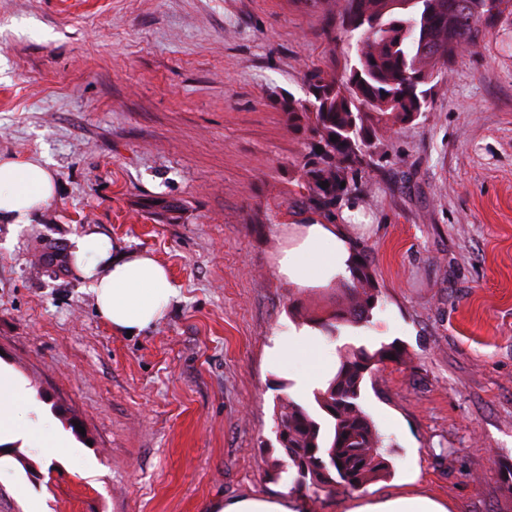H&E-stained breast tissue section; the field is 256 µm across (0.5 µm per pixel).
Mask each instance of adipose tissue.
I'll use <instances>...</instances> for the list:
<instances>
[{"instance_id":"adipose-tissue-1","label":"adipose tissue","mask_w":512,"mask_h":512,"mask_svg":"<svg viewBox=\"0 0 512 512\" xmlns=\"http://www.w3.org/2000/svg\"><path fill=\"white\" fill-rule=\"evenodd\" d=\"M54 176L40 158L0 161V217L23 223L52 197ZM68 253L81 279L93 292L102 319L114 333L142 332L157 323L177 290L167 267L146 252L127 251L105 234L88 231L72 236ZM354 249L343 224L310 222L298 243L278 259L277 273L299 288H327L349 281ZM272 370L287 369L289 396L304 399L324 389L336 372V354L321 331L309 324L276 334L265 350ZM300 497L241 496L216 504L213 512H302ZM339 512H447L425 495L397 494L386 498L354 497L339 502Z\"/></svg>"}]
</instances>
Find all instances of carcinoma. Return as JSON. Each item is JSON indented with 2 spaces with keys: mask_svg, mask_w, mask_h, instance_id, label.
<instances>
[{
  "mask_svg": "<svg viewBox=\"0 0 512 512\" xmlns=\"http://www.w3.org/2000/svg\"><path fill=\"white\" fill-rule=\"evenodd\" d=\"M323 5L330 26L355 40L354 62L342 79L319 67L307 70V98L282 97L277 106L288 132L307 141L294 195L330 214L359 190L356 175L373 162L384 136L427 110L424 86L461 48L492 34L512 0H323ZM341 292L336 311L304 319L330 339L343 327L372 319L381 290L367 250L355 251L352 278ZM406 361V352L394 345L349 349L340 355L327 388L314 393V402L279 398L274 424L287 440L281 444L284 457L271 464L273 477L285 476L291 489L317 494L364 488L391 475L394 448L385 446L361 398L366 379L379 366Z\"/></svg>",
  "mask_w": 512,
  "mask_h": 512,
  "instance_id": "carcinoma-1",
  "label": "carcinoma"
}]
</instances>
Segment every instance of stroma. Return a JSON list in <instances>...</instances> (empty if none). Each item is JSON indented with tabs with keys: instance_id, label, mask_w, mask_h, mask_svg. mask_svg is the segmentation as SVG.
Masks as SVG:
<instances>
[{
	"instance_id": "35a3bbf8",
	"label": "stroma",
	"mask_w": 512,
	"mask_h": 512,
	"mask_svg": "<svg viewBox=\"0 0 512 512\" xmlns=\"http://www.w3.org/2000/svg\"><path fill=\"white\" fill-rule=\"evenodd\" d=\"M304 0H0V157L37 156L53 198L0 222V370L18 414L76 453L0 435V512H208L278 495L276 333L327 315L275 261L319 214L290 196L305 145L273 99L354 57ZM336 207L373 256L382 301L351 347L396 344L361 405L396 450L372 497L512 512V14L431 81ZM178 203L177 215L160 207ZM89 230L165 264L178 294L133 337L41 254Z\"/></svg>"
}]
</instances>
